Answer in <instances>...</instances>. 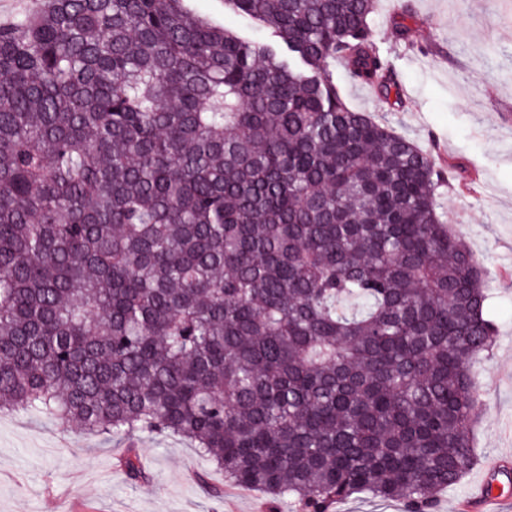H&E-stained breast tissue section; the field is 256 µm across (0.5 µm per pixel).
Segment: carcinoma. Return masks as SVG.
<instances>
[{
    "mask_svg": "<svg viewBox=\"0 0 512 512\" xmlns=\"http://www.w3.org/2000/svg\"><path fill=\"white\" fill-rule=\"evenodd\" d=\"M48 0L0 23V413L177 437L271 507L435 512L477 462L484 267L390 100L378 0ZM197 14L238 31L259 42L271 40L270 31L224 10V0H193L188 3ZM335 512H405L397 500L373 498L367 493L354 494L349 499L336 505Z\"/></svg>",
    "mask_w": 512,
    "mask_h": 512,
    "instance_id": "obj_1",
    "label": "carcinoma"
}]
</instances>
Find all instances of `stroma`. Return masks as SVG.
<instances>
[{
    "label": "stroma",
    "mask_w": 512,
    "mask_h": 512,
    "mask_svg": "<svg viewBox=\"0 0 512 512\" xmlns=\"http://www.w3.org/2000/svg\"><path fill=\"white\" fill-rule=\"evenodd\" d=\"M190 6L250 39H271L226 12L224 0ZM402 24L418 28L422 49L397 39ZM372 29L401 80V104L346 82L341 89L355 109L455 172L440 210L483 263L497 324L492 353L473 364L483 405L473 429L478 462L436 512H464L494 458L509 461L494 482L503 492L495 512H512V0H379ZM123 451L71 425L0 414V512H269L262 492L225 485L181 439L144 440L151 479L137 486L118 465Z\"/></svg>",
    "instance_id": "1"
}]
</instances>
